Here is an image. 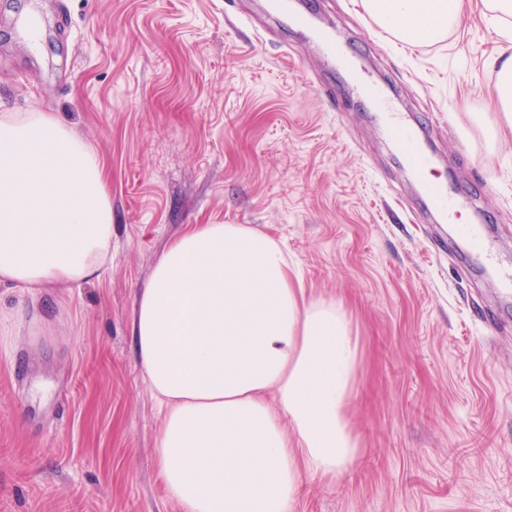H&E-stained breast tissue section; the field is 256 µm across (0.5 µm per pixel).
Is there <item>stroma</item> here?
I'll return each instance as SVG.
<instances>
[{"label":"stroma","instance_id":"stroma-1","mask_svg":"<svg viewBox=\"0 0 512 512\" xmlns=\"http://www.w3.org/2000/svg\"><path fill=\"white\" fill-rule=\"evenodd\" d=\"M0 0V113L51 112L105 162L112 261L96 280L0 307V512H180L162 413L129 331L136 296L195 224L287 250L308 293L343 303L359 346L362 443L295 512H512V144L483 114L500 38L473 12L406 49L353 0ZM309 29H301L299 17ZM355 54L328 63L317 36ZM481 196L494 265L464 261L358 77Z\"/></svg>","mask_w":512,"mask_h":512}]
</instances>
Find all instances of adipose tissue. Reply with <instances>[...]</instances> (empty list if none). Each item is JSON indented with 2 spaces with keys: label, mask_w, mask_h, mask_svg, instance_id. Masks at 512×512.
I'll return each instance as SVG.
<instances>
[{
  "label": "adipose tissue",
  "mask_w": 512,
  "mask_h": 512,
  "mask_svg": "<svg viewBox=\"0 0 512 512\" xmlns=\"http://www.w3.org/2000/svg\"><path fill=\"white\" fill-rule=\"evenodd\" d=\"M508 43L493 58L491 132L512 138V0H481ZM402 43L443 40L465 0H361ZM112 200L96 151L50 112L0 114V288L106 270ZM162 407L155 450L181 512H294L303 475L360 456L347 406L359 348L341 303L298 288L287 252L242 224H196L157 260L132 320Z\"/></svg>",
  "instance_id": "obj_1"
}]
</instances>
